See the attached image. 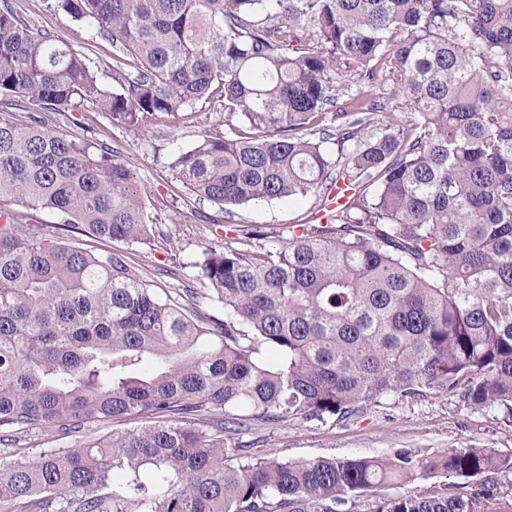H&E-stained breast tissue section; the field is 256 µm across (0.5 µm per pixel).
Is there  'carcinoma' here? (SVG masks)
Masks as SVG:
<instances>
[{
	"instance_id": "carcinoma-1",
	"label": "carcinoma",
	"mask_w": 512,
	"mask_h": 512,
	"mask_svg": "<svg viewBox=\"0 0 512 512\" xmlns=\"http://www.w3.org/2000/svg\"><path fill=\"white\" fill-rule=\"evenodd\" d=\"M55 2L119 55L107 84L0 0V442L141 426L0 462V512H341L437 473L472 486L384 497L375 512H512L499 489L512 456L493 448L288 461L244 440L390 397L512 419V0ZM385 85L410 119L377 128ZM214 98L233 132L178 152L191 194L314 196L324 212L274 251H207L197 278L222 319L121 253L63 241L144 244L152 224L112 149L42 117L88 104L133 128Z\"/></svg>"
}]
</instances>
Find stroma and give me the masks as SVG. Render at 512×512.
Instances as JSON below:
<instances>
[{"instance_id": "35a3bbf8", "label": "stroma", "mask_w": 512, "mask_h": 512, "mask_svg": "<svg viewBox=\"0 0 512 512\" xmlns=\"http://www.w3.org/2000/svg\"><path fill=\"white\" fill-rule=\"evenodd\" d=\"M37 31L65 37L73 50L99 68L111 66L116 53L96 28L76 27L53 0H15ZM46 123L75 137L88 136L106 143L135 175L147 211L154 220L152 240L146 245L105 243L82 238L84 249L122 252L136 271L160 288H199L196 265L204 252L246 242L243 231L264 228L265 239L252 249L278 248L289 226L311 223L318 202L271 201L234 207L232 213L195 199L182 187L173 165L179 149L192 145L207 130L224 127V107L218 101L197 103L182 116L158 115L135 129L114 124L110 114L83 107L58 116L47 113ZM134 421L62 434L36 429L0 443V460L28 461L55 452L66 453L93 437L130 430ZM260 450L291 460L314 457H372L398 450L443 453L471 446L512 454V423L494 408H473L456 397L431 396L418 402L384 399L345 421L282 422L258 430Z\"/></svg>"}]
</instances>
